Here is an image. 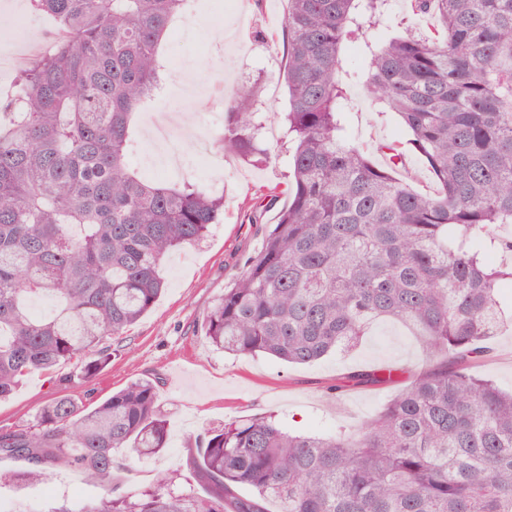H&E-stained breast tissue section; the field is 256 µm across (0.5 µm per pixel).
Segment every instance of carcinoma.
<instances>
[{"label": "carcinoma", "instance_id": "carcinoma-1", "mask_svg": "<svg viewBox=\"0 0 512 512\" xmlns=\"http://www.w3.org/2000/svg\"><path fill=\"white\" fill-rule=\"evenodd\" d=\"M30 2L54 33L0 99V401L37 373L57 387L93 380L110 341L159 298L167 253L224 219V196L187 178L147 183L129 161L131 118L161 81L159 47L186 0ZM387 2L288 0V206L202 328L224 351L306 365L390 319L415 329L434 362L328 385L330 396L400 387L355 433L293 434L257 415L224 423L183 463L203 496L164 479L112 494L114 449L167 448L157 381L94 406L54 396L0 435V458L26 464L1 483L73 466L105 491L50 512H267L270 501L279 512H512V392L473 371L504 326L500 291L512 281V266L485 262L491 247L512 252L490 231L512 224V0H413L429 35L365 43V95L409 130L431 194L395 176V145L370 151L344 132L353 75L341 47L385 19ZM257 103L247 86L225 101L217 150L270 158ZM41 297L57 301L48 317L31 310Z\"/></svg>", "mask_w": 512, "mask_h": 512}]
</instances>
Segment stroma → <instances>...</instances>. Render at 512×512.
<instances>
[{"instance_id": "stroma-1", "label": "stroma", "mask_w": 512, "mask_h": 512, "mask_svg": "<svg viewBox=\"0 0 512 512\" xmlns=\"http://www.w3.org/2000/svg\"><path fill=\"white\" fill-rule=\"evenodd\" d=\"M194 19H180L163 42L171 74L195 71L190 91L172 87L162 104L173 110L184 127L202 113L224 114V103L238 86L254 89L263 103L258 114L266 145L274 150L263 164H249L234 155L220 157L216 178L224 189V219L211 225L198 243L171 251L161 275L165 289L152 307L115 346L112 359L92 382L73 384L65 393L95 405L140 378L159 381L160 403L166 414L168 446L157 456L133 458L115 449L117 459H129L127 470L114 473L119 493H139L162 478L185 494H202L182 463L198 439L223 427L225 421L272 415L294 433L329 434L356 427L375 414L390 390L354 389L340 399L327 397L325 387L337 376L360 366L402 365L415 370L424 362L419 342L405 326L373 324L353 351L330 354L314 363L293 365L268 355H236L213 346L198 325L204 312L224 293L242 257L261 247L256 225L250 224L253 204L262 189L286 181L292 144L279 118L288 101L282 80L285 57L281 44L257 42L256 30L281 35L287 0H197ZM29 0H0V98L13 90L17 70L44 45L53 22L29 15ZM393 28L377 26L365 41L405 26L427 31L412 11L411 0H389ZM365 41L347 44L344 61L364 74L369 59ZM352 110L346 115L348 136L367 146L380 142L406 144L407 131L395 113L380 112L367 101L361 82L350 87ZM157 111L144 107L136 116L132 166L148 180L161 176L150 125ZM477 370L500 388L512 390V326L494 337ZM48 377L31 376L7 401L0 403V428L32 422L52 393ZM100 487L86 482L71 467L57 469L42 483L18 489L0 485V512H48L55 505H79L101 497Z\"/></svg>"}]
</instances>
